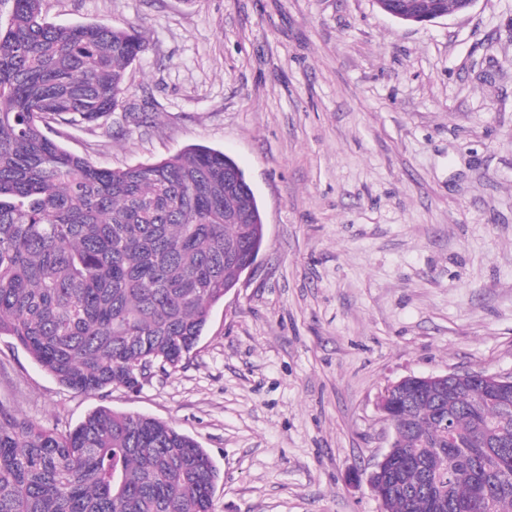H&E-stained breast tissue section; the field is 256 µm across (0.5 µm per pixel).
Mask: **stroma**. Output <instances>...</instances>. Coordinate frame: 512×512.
I'll return each instance as SVG.
<instances>
[{
    "label": "stroma",
    "mask_w": 512,
    "mask_h": 512,
    "mask_svg": "<svg viewBox=\"0 0 512 512\" xmlns=\"http://www.w3.org/2000/svg\"><path fill=\"white\" fill-rule=\"evenodd\" d=\"M131 24L122 109L66 129L110 167L198 144L244 171L259 264L177 370L67 389L0 338V407L60 432L94 409L196 440L215 512H381L365 476L402 377L512 375V0L410 25L375 0H43Z\"/></svg>",
    "instance_id": "obj_1"
}]
</instances>
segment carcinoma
<instances>
[{
	"label": "carcinoma",
	"mask_w": 512,
	"mask_h": 512,
	"mask_svg": "<svg viewBox=\"0 0 512 512\" xmlns=\"http://www.w3.org/2000/svg\"><path fill=\"white\" fill-rule=\"evenodd\" d=\"M459 0H388L418 14ZM146 51L132 25H56L42 0L0 24V337L78 392L141 388L179 368L211 309L262 248L238 164L192 145L108 168L50 137L117 110ZM395 455L374 484L384 512H512V413L480 385L392 391ZM462 447L439 452L448 433ZM219 470L170 424L99 407L68 433L0 408V512H214Z\"/></svg>",
	"instance_id": "1"
}]
</instances>
